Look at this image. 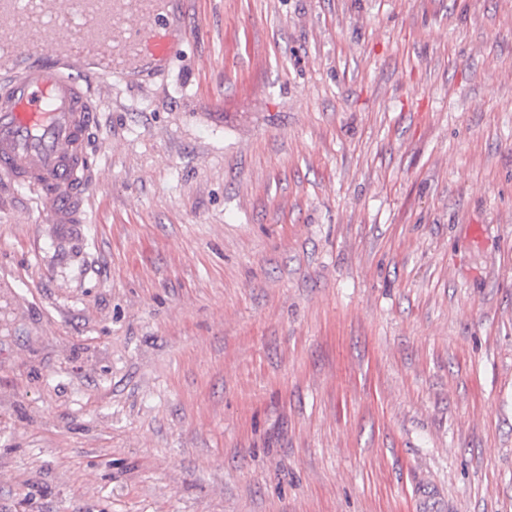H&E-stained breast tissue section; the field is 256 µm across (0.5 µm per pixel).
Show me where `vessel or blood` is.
<instances>
[{"label": "vessel or blood", "instance_id": "vessel-or-blood-1", "mask_svg": "<svg viewBox=\"0 0 512 512\" xmlns=\"http://www.w3.org/2000/svg\"><path fill=\"white\" fill-rule=\"evenodd\" d=\"M186 0H0V172L38 191L45 223L82 224L102 80L167 70L191 32Z\"/></svg>", "mask_w": 512, "mask_h": 512}]
</instances>
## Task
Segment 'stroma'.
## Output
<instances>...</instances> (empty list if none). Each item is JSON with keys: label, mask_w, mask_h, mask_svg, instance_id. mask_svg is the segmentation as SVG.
Listing matches in <instances>:
<instances>
[{"label": "stroma", "mask_w": 512, "mask_h": 512, "mask_svg": "<svg viewBox=\"0 0 512 512\" xmlns=\"http://www.w3.org/2000/svg\"><path fill=\"white\" fill-rule=\"evenodd\" d=\"M189 9L0 175V512H512V0Z\"/></svg>", "instance_id": "35a3bbf8"}]
</instances>
